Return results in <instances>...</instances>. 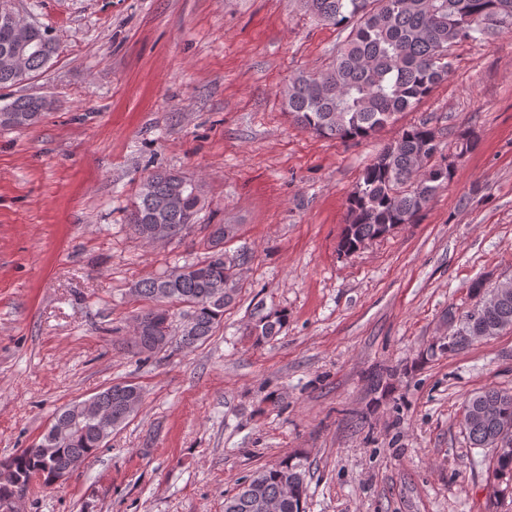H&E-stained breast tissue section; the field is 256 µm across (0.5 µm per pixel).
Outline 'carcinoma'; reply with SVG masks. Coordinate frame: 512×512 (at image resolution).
<instances>
[{
    "mask_svg": "<svg viewBox=\"0 0 512 512\" xmlns=\"http://www.w3.org/2000/svg\"><path fill=\"white\" fill-rule=\"evenodd\" d=\"M319 21L348 31L336 57L324 69L300 72L289 81L285 111L297 125L326 139L359 141L380 133L405 112L428 97L455 71L449 49L463 41H486L512 31V0H301ZM58 51L55 39L44 49L28 50L23 69H0V89L22 85L45 69ZM44 98L22 97L6 108L20 117L18 128L37 124L44 116ZM428 122L405 128L363 170L347 200V220L339 243L350 255L365 241L383 238L400 224H414L436 192L453 179L459 163L448 162V152L436 140ZM460 157L473 150L475 135L468 127L453 132ZM173 196L182 199L178 212L168 209ZM205 206L201 186L178 172L157 170L142 183L131 205L127 224L148 239L157 224H167L173 236L196 223ZM209 252L184 264L183 276L168 285L161 276L147 277L132 288L146 303L139 337V354L194 347L206 341L224 320V309L240 289L239 269L246 256L230 255L224 242L235 237V224H207ZM183 308L180 326L174 325L171 305ZM285 314L269 310L258 315L250 330L255 340L281 330ZM453 333L442 350L456 352L477 339H490L512 329V296L485 310L477 305L453 317ZM141 386L116 383L93 397L74 401L58 412L64 418L60 435L49 438V455L38 446L24 448L0 462L7 478L0 479V512L15 493L29 491L33 479L45 484L70 473L78 457L89 458L102 447L97 413H110L118 428L140 410ZM462 426L473 448L492 450V472L512 481V447L495 448L496 439L512 432V393L495 388L466 399ZM308 493L304 464L287 457L253 472L224 498V512H265L272 503L277 512H305Z\"/></svg>",
    "mask_w": 512,
    "mask_h": 512,
    "instance_id": "obj_1",
    "label": "carcinoma"
}]
</instances>
